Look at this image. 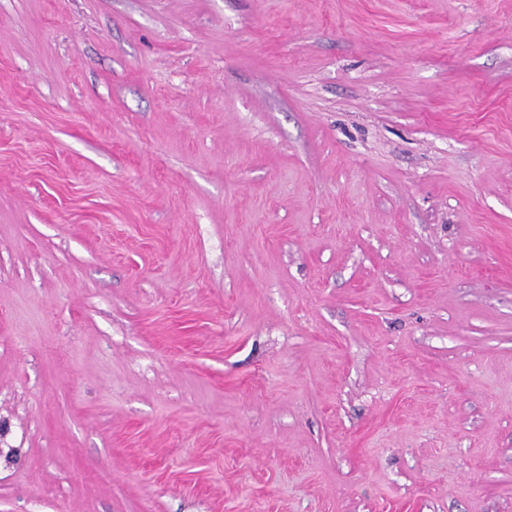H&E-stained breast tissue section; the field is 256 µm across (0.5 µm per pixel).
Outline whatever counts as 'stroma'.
I'll list each match as a JSON object with an SVG mask.
<instances>
[{
    "instance_id": "obj_1",
    "label": "stroma",
    "mask_w": 512,
    "mask_h": 512,
    "mask_svg": "<svg viewBox=\"0 0 512 512\" xmlns=\"http://www.w3.org/2000/svg\"><path fill=\"white\" fill-rule=\"evenodd\" d=\"M0 512H512V0H0Z\"/></svg>"
}]
</instances>
